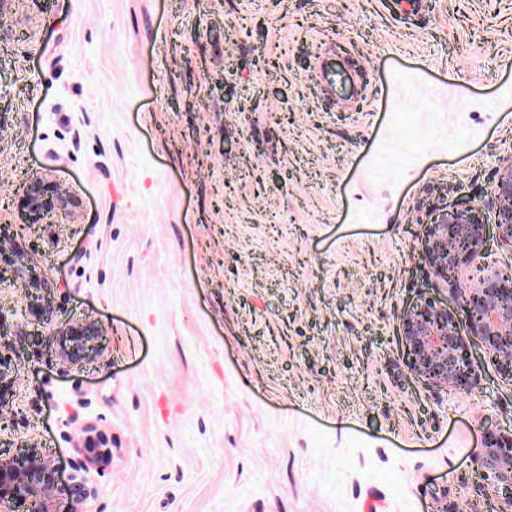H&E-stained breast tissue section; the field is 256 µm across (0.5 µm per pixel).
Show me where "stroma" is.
Wrapping results in <instances>:
<instances>
[{
	"label": "stroma",
	"mask_w": 512,
	"mask_h": 512,
	"mask_svg": "<svg viewBox=\"0 0 512 512\" xmlns=\"http://www.w3.org/2000/svg\"><path fill=\"white\" fill-rule=\"evenodd\" d=\"M9 0L0 456L112 441L89 512H492L512 382L410 375L434 208L494 219L512 0ZM77 201L19 226L34 179ZM46 276L49 316L25 277ZM101 330L80 363L57 329ZM487 485L501 490L498 512L512 511V431L488 429L476 454Z\"/></svg>",
	"instance_id": "obj_1"
}]
</instances>
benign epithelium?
I'll return each instance as SVG.
<instances>
[{"instance_id":"7a95c632","label":"benign epithelium","mask_w":512,"mask_h":512,"mask_svg":"<svg viewBox=\"0 0 512 512\" xmlns=\"http://www.w3.org/2000/svg\"><path fill=\"white\" fill-rule=\"evenodd\" d=\"M498 207L495 225L498 237L512 246V159L499 169ZM76 207V200L56 183L33 180L22 204V221L28 226L48 223L59 210ZM486 221L475 209L442 207L425 224L421 240L422 260L456 298L464 317L466 332L458 327L456 313L432 297H422L403 316L400 342L407 368L415 376L455 393L469 392L477 381V366L469 354L470 344L479 343L495 370L512 382V267H497L488 261L484 248ZM9 239L0 226V281L7 273H20L14 254L1 242ZM31 306L47 314L50 308L41 295L47 283L28 281ZM99 333L89 322L59 336H76L89 342ZM79 457L69 475V512H88L87 501L95 495L94 474L112 462L108 439L92 422L82 426V440L76 445ZM489 486L502 492L498 512H512V432L486 431L476 454ZM58 469L54 462L31 448L17 462L0 459V512H57L55 492Z\"/></svg>"}]
</instances>
